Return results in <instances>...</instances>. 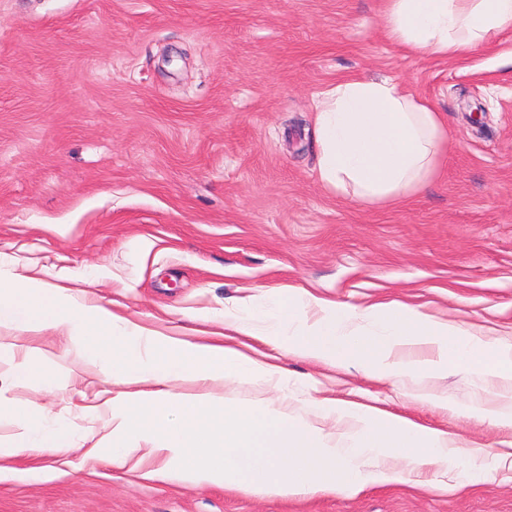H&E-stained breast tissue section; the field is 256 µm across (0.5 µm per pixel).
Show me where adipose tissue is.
<instances>
[{"instance_id": "ef3b65f1", "label": "adipose tissue", "mask_w": 512, "mask_h": 512, "mask_svg": "<svg viewBox=\"0 0 512 512\" xmlns=\"http://www.w3.org/2000/svg\"><path fill=\"white\" fill-rule=\"evenodd\" d=\"M382 11L384 37L413 55L453 58L485 46L512 23V0H382ZM314 110L316 175L328 190L369 205L393 204L437 175L448 121L398 82L344 77L317 94ZM267 299L265 309L225 308V327L290 356L356 365L376 379L440 377L462 364L472 374L481 372L472 357L485 347L483 337L406 305L358 309L303 288L285 301L275 293ZM314 307L321 315L312 320L307 312ZM0 327L61 333L70 349L119 385L108 402V444L96 454L109 469L261 496L356 494L430 468L445 472L463 461L474 477L492 472L482 449L455 448L447 432L346 402H313L310 419L294 421L232 406L207 392V385L233 381L278 390L285 370L221 341L188 342L145 329L34 276L0 280ZM418 346L431 347L433 359L410 358L409 350ZM186 378L201 383L202 392L168 391L169 383ZM20 416L22 430L0 448V480L11 474L5 459L78 445L73 429L47 408L31 407ZM327 418L347 425L344 445L320 427ZM398 459L405 471L395 469Z\"/></svg>"}]
</instances>
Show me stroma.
I'll return each instance as SVG.
<instances>
[{"label":"stroma","mask_w":512,"mask_h":512,"mask_svg":"<svg viewBox=\"0 0 512 512\" xmlns=\"http://www.w3.org/2000/svg\"><path fill=\"white\" fill-rule=\"evenodd\" d=\"M381 0H0V278L33 273L141 326L192 340L234 302L306 288L365 306L397 300L512 340V23L458 59L406 55ZM394 77L448 118L439 176L408 203L367 206L315 174V96L337 79ZM0 343L41 355L59 382L0 384V404L44 406L82 447L22 453L0 512H512V466L358 494L258 496L101 467L111 384L58 333ZM378 381L281 357L291 416L333 397L512 455V425L470 416L497 368ZM447 396V406L429 402Z\"/></svg>","instance_id":"35a3bbf8"}]
</instances>
